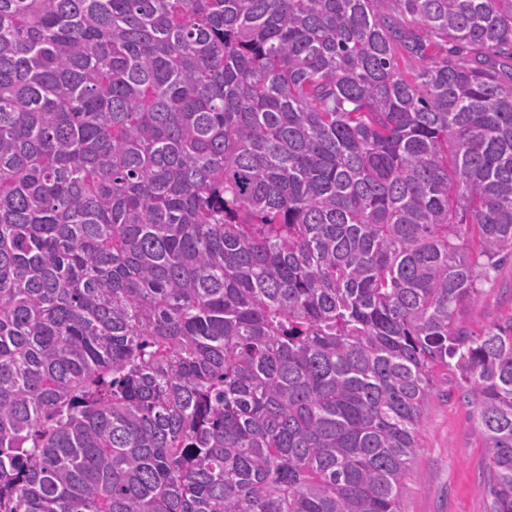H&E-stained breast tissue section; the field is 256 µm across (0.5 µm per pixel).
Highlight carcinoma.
Instances as JSON below:
<instances>
[{"instance_id": "cac0c4a2", "label": "carcinoma", "mask_w": 512, "mask_h": 512, "mask_svg": "<svg viewBox=\"0 0 512 512\" xmlns=\"http://www.w3.org/2000/svg\"><path fill=\"white\" fill-rule=\"evenodd\" d=\"M512 0H0V512H401L439 365L512 512ZM512 316V259L491 272L480 297L469 307L466 326L476 333L503 325Z\"/></svg>"}]
</instances>
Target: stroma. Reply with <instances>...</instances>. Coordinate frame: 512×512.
Here are the masks:
<instances>
[{
    "mask_svg": "<svg viewBox=\"0 0 512 512\" xmlns=\"http://www.w3.org/2000/svg\"><path fill=\"white\" fill-rule=\"evenodd\" d=\"M512 318V259L484 283L469 307L466 325L481 332ZM434 390L418 434L419 453L406 478L402 512H486V453L473 409L459 381L435 368Z\"/></svg>",
    "mask_w": 512,
    "mask_h": 512,
    "instance_id": "stroma-1",
    "label": "stroma"
}]
</instances>
